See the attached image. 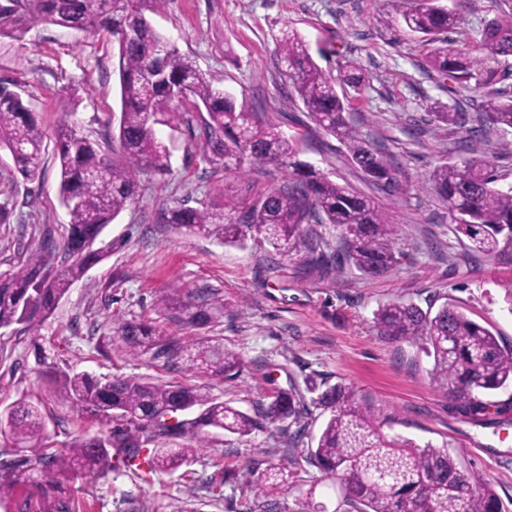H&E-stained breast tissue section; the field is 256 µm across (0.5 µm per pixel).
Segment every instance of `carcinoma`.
Here are the masks:
<instances>
[{
    "label": "carcinoma",
    "mask_w": 512,
    "mask_h": 512,
    "mask_svg": "<svg viewBox=\"0 0 512 512\" xmlns=\"http://www.w3.org/2000/svg\"><path fill=\"white\" fill-rule=\"evenodd\" d=\"M165 0H0V38H19L29 24L42 21L82 32L105 31L117 45L121 112L116 139L122 159L114 161L100 143L80 135L66 123L57 137L60 161V201L69 216L63 244L41 240L39 251L18 270L0 271V329L22 325L29 329L46 319L69 288L88 268L112 251V244L94 247L107 224L134 203L137 174L143 169L164 173L169 153L158 140V116L180 104L205 110L200 131L204 157L212 164L236 161L234 169L248 172L268 164L290 175L288 184L263 195L249 212L237 218L224 208L197 209L183 205L163 212V221L190 233L244 246L266 244L283 256L301 255L307 270L326 272L348 264L374 276L396 266L399 225L390 221L374 200L340 185L296 159L292 138L261 123L256 114L237 104L219 87L220 80L199 71L152 26L147 12ZM408 30L421 35L427 59L440 76L466 87L479 60L471 50L448 46V31L458 28L460 14L439 0H414L402 13ZM486 59L512 56V14L490 21L481 40ZM285 76L317 127L345 146L351 161L378 190L387 194L408 187L403 169L362 137L351 123V101L339 96L336 79L312 59L302 38L285 31L279 43ZM343 82L365 86L363 68L346 65ZM434 120L455 129L466 125L462 112H433ZM512 130V97L489 93L482 102V121L466 130L454 154L429 173L439 200L448 211L455 233L465 246L501 263L512 264V188L502 191L488 164L471 155L472 141L494 132ZM0 147L7 148L21 176L41 175L43 133L35 113L20 93L0 84ZM336 227L341 249L329 254L310 224ZM178 319L200 329L223 307L215 296L183 302L171 299ZM377 335L393 342H413L432 359L431 375L465 412L478 418L488 410L483 396L512 383V346L463 312L443 305L432 314L411 301L389 302L374 314ZM128 352L168 360L182 356L175 337L162 338L138 322L118 328ZM193 360L207 375L229 379L242 367L240 356L208 336L194 343ZM40 374L55 396L100 430L79 437L63 448L45 444V425L38 408L18 402L0 412V437L12 445L0 452V508L3 512H84L85 505L70 493V484L103 474L112 463L146 473H174L189 465L191 448L146 445L199 427H211L240 437L260 421L297 423L302 397L278 393L257 414L246 412L188 385H163L132 378L101 380L38 358ZM318 403L329 416L309 450L307 461L323 479L341 487L342 512H502L494 491L479 476L462 470L445 450L400 435L390 436L379 409L348 385L324 390L310 383ZM190 418L182 419L180 415ZM280 471L271 465L249 490L260 500L256 512H273Z\"/></svg>",
    "instance_id": "cac0c4a2"
}]
</instances>
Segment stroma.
Instances as JSON below:
<instances>
[{
	"mask_svg": "<svg viewBox=\"0 0 512 512\" xmlns=\"http://www.w3.org/2000/svg\"><path fill=\"white\" fill-rule=\"evenodd\" d=\"M412 0H166L151 14L154 27L192 58L200 72L220 78L224 90L244 102L262 123L292 137L297 158L331 180L376 201L402 227L400 263L370 277L352 267L306 273L298 257L276 255L268 245H224L186 236L164 223L163 209L176 205L235 207L245 213L262 195L287 184L276 165L240 173L209 163L202 154V123L196 109L163 116L154 129L170 152L169 170L138 176L135 202L102 233L112 246L34 329L0 330V410L25 401L43 416L48 443L61 447L96 424L77 417L36 373L37 354L77 373L192 385L218 400L255 413L278 391L304 399L299 423L263 424L245 437L210 427L197 435L172 436L169 448L194 454L184 472L147 474L115 468L75 483L88 512H250L249 480L268 464L281 469L278 512H300L314 498L335 512L338 492L308 463L327 418L306 388L308 379L352 385L360 397L391 419V433L446 449L463 470L487 479L512 512V384L490 394L491 411L472 418L441 391L430 375L432 361L408 342L377 336L373 318L395 299L439 308L458 307L470 319L512 345V311L504 303L512 266L471 253L454 235L448 212L426 183L433 166L452 151L460 134L435 122L436 105L480 112L478 85L512 96V56L475 69L469 87L440 79L428 66L417 35L401 24ZM464 23L457 40L478 49L486 23L512 10V0H445ZM296 31L326 73L337 77L345 62L362 65L369 83L357 89L338 82L352 102L350 118L364 138L403 167L406 190L387 195L357 170L344 146L319 129L297 95L284 94L285 66L278 43ZM0 82L19 92L36 113L45 147L40 178L24 181L14 159L0 147V270L18 254L34 251L43 234L62 240L68 222L59 198L56 130L61 121L101 146L111 145L121 112L118 57L106 34L77 32L35 22L22 39L0 38ZM477 156L512 186V132L494 133L475 145ZM196 297L218 295L224 312L206 334L239 354L244 365L222 381L175 361L131 355L116 329L125 322L151 325L162 336L191 347L196 330L168 311L171 290ZM224 481L220 497L208 490Z\"/></svg>",
	"mask_w": 512,
	"mask_h": 512,
	"instance_id": "stroma-1",
	"label": "stroma"
}]
</instances>
